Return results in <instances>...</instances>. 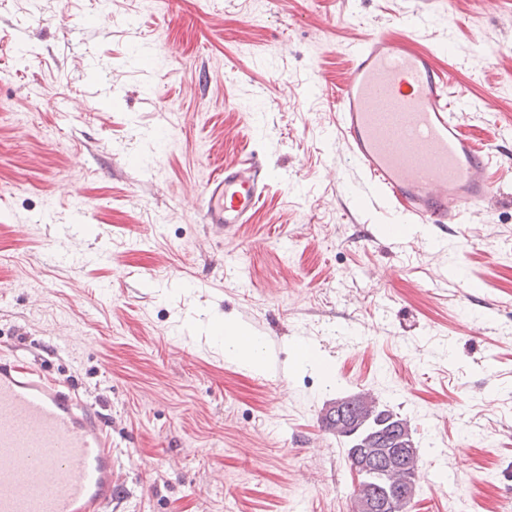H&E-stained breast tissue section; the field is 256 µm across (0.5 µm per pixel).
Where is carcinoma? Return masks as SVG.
I'll list each match as a JSON object with an SVG mask.
<instances>
[{"instance_id": "obj_1", "label": "carcinoma", "mask_w": 512, "mask_h": 512, "mask_svg": "<svg viewBox=\"0 0 512 512\" xmlns=\"http://www.w3.org/2000/svg\"><path fill=\"white\" fill-rule=\"evenodd\" d=\"M321 423L325 430L346 440L350 464L380 459L390 466L386 479L395 486V494L386 512H409L418 468V447L410 422L362 392L330 403ZM395 448L408 449L410 458L405 462L395 459Z\"/></svg>"}]
</instances>
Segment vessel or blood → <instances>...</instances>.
<instances>
[{"instance_id":"b4317fda","label":"vessel or blood","mask_w":512,"mask_h":512,"mask_svg":"<svg viewBox=\"0 0 512 512\" xmlns=\"http://www.w3.org/2000/svg\"><path fill=\"white\" fill-rule=\"evenodd\" d=\"M456 82L431 54L372 33L338 86L336 128L399 222L443 229L490 196L489 154L461 131L469 103ZM268 180L251 153L217 164L201 195L206 222L250 223ZM117 464L97 405L19 355L0 357V512H109Z\"/></svg>"}]
</instances>
